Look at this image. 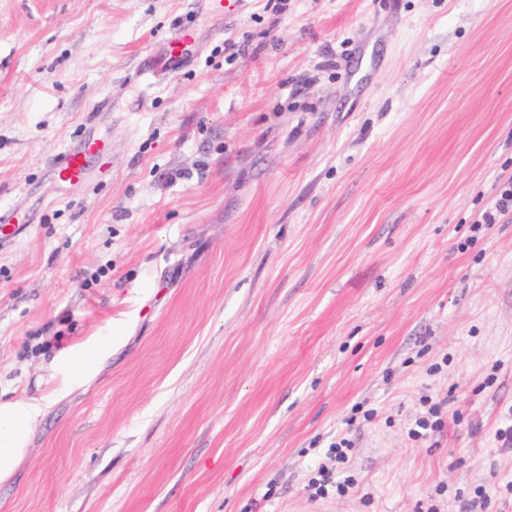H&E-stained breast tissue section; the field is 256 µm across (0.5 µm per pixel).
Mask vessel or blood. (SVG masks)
<instances>
[{"instance_id":"vessel-or-blood-1","label":"vessel or blood","mask_w":512,"mask_h":512,"mask_svg":"<svg viewBox=\"0 0 512 512\" xmlns=\"http://www.w3.org/2000/svg\"><path fill=\"white\" fill-rule=\"evenodd\" d=\"M111 165L108 145L98 137L88 135L72 147L58 153L52 167L57 179L78 185L105 174Z\"/></svg>"}]
</instances>
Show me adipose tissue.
<instances>
[{"mask_svg":"<svg viewBox=\"0 0 512 512\" xmlns=\"http://www.w3.org/2000/svg\"><path fill=\"white\" fill-rule=\"evenodd\" d=\"M112 334L91 336L58 352L49 362L50 390L29 400H0V484L27 455L32 433L51 404L86 384L112 356Z\"/></svg>","mask_w":512,"mask_h":512,"instance_id":"ef3b65f1","label":"adipose tissue"}]
</instances>
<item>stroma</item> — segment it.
<instances>
[{
	"label": "stroma",
	"mask_w": 512,
	"mask_h": 512,
	"mask_svg": "<svg viewBox=\"0 0 512 512\" xmlns=\"http://www.w3.org/2000/svg\"><path fill=\"white\" fill-rule=\"evenodd\" d=\"M510 177L512 0H0V398L118 338L0 512H512ZM110 165L109 146L93 135L84 136L77 145L58 153L52 161L57 179L69 185L97 179L110 169ZM512 220V180L508 178L500 187L499 197L494 204V212H486L483 215L484 224H497V220ZM422 403L425 407L427 406V410L415 419L408 431L409 436L415 440L427 437L430 432L439 429L443 424L440 417L442 409L441 403L432 402V398L430 397H425ZM352 441L346 437L337 436L336 441L332 442L326 452V462L321 463L317 470L318 477L309 481L308 487L314 498H326L329 489L336 494L345 495L353 484L351 476L341 480L339 475L346 468L349 461V451L352 448Z\"/></svg>",
	"instance_id": "35a3bbf8"
}]
</instances>
